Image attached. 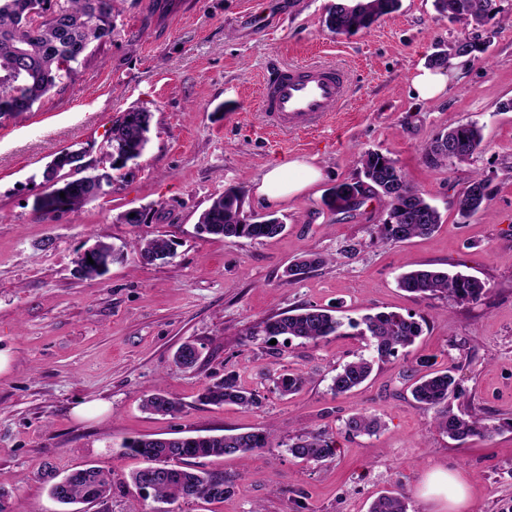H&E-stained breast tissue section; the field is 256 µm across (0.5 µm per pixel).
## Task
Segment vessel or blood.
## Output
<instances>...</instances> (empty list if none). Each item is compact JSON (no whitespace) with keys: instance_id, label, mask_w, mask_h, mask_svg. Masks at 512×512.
I'll use <instances>...</instances> for the list:
<instances>
[{"instance_id":"1","label":"vessel or blood","mask_w":512,"mask_h":512,"mask_svg":"<svg viewBox=\"0 0 512 512\" xmlns=\"http://www.w3.org/2000/svg\"><path fill=\"white\" fill-rule=\"evenodd\" d=\"M348 73L322 62L275 64L261 82L259 110L280 131L316 127L347 96Z\"/></svg>"}]
</instances>
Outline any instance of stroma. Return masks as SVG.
<instances>
[{"label":"stroma","mask_w":512,"mask_h":512,"mask_svg":"<svg viewBox=\"0 0 512 512\" xmlns=\"http://www.w3.org/2000/svg\"><path fill=\"white\" fill-rule=\"evenodd\" d=\"M335 0H115L112 39L30 112L0 118V489L9 512H59L50 486L75 466L111 471L112 493L85 512H367L386 491L408 512H438L422 497L428 473L456 472L468 497L459 512H512V431L453 440L417 403L410 379L452 369L458 405L490 423L512 418V0L480 27L440 16L434 0H401L370 28L337 34L325 24ZM469 36L485 51L450 60L456 74L441 98L417 102L410 76L437 43ZM328 61L347 68L340 112L303 132L272 130L258 108L260 81L274 62ZM131 107L153 114L148 143L131 174L116 171L107 195L45 214L44 167L69 146L106 148L112 123ZM482 129L468 163L432 164L424 148L451 124ZM396 159L411 185L442 216L432 235L401 244L369 231L385 214L369 199L350 215L327 200L360 176L358 155ZM302 158L320 180L279 205L254 193L267 165ZM486 180V208L462 218L457 195L472 175ZM232 187L245 188L246 214L278 217L283 234L232 243L199 227L201 214ZM146 210L145 224L121 219ZM162 236L171 257L144 262L130 243ZM122 249L107 274L86 279L77 256L96 241ZM330 256L297 281L284 271L303 252ZM437 268L485 281L476 303L451 305L401 290L406 270ZM307 306L336 310L346 325L319 344L259 335L267 318ZM396 311L423 320L415 344L377 362L354 391L334 396L332 378L372 352L354 320ZM195 367L175 365L184 342ZM307 378L283 396L273 379ZM260 404L205 405L198 396L227 373ZM163 388L181 413L144 411ZM106 404L80 417V404ZM367 412L384 428L353 437L344 420ZM271 425L270 447L249 459H197L232 484L220 501L142 499L130 482L141 459L122 455L136 437L222 435ZM303 431H324L337 448L321 465L288 446Z\"/></svg>","instance_id":"stroma-1"}]
</instances>
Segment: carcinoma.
Returning a JSON list of instances; mask_svg holds the SVG:
<instances>
[{
    "mask_svg": "<svg viewBox=\"0 0 512 512\" xmlns=\"http://www.w3.org/2000/svg\"><path fill=\"white\" fill-rule=\"evenodd\" d=\"M400 0H338L330 9L326 26L336 34L369 28L380 17L396 11ZM436 10L463 26H480L499 11L497 0H435ZM112 40V0H0V113L16 116L28 112L43 96L69 76L74 65L85 60L93 45ZM151 113L132 108L112 124L108 138L107 159L111 169H121L114 147L134 153L138 158L147 144ZM482 143L481 128L475 122L448 127L425 147V154L435 164H453L470 160ZM86 151L64 149L43 171V180H56L60 186L37 198L35 208L46 214L77 207L90 200L94 180L112 174L99 171L87 161L80 164L78 155ZM363 179L354 183L363 187L368 197H379L385 206L386 219L374 224L371 233L384 242L403 243L411 238L433 233L441 224L438 211L407 180L394 158L378 152L360 154ZM336 184L333 204L339 213L353 211L347 189L354 184ZM65 197H60V194ZM246 193L230 188L213 200L201 216V227L230 242L258 241L273 238L285 229L283 224L261 221L249 223L244 215ZM491 200L488 184L475 175L456 200L458 213L466 218ZM141 258L166 259L172 250L170 240L154 237L140 239L133 245ZM118 251L109 243L99 241L93 249L76 260L77 271L86 277L107 273V260H116ZM93 263H88V260ZM329 258L309 253L288 267V281L307 271L325 265ZM399 286L421 298L441 296L450 303L477 302L488 292L486 283L477 277L449 274L437 269H416L403 274ZM365 332L374 343L376 357L385 360L412 346L421 335L422 326L412 314L378 312L361 320ZM343 322L314 306L274 316L260 325L267 336H285L318 344L336 334ZM199 352L191 343L182 344L174 363L191 368L197 364ZM374 360L362 355L343 364L332 379L335 395L349 392L361 385L371 374ZM306 378L300 373H282L276 380L277 390L291 394L299 390ZM411 393L420 404L435 410L436 429L452 439L468 436H489L512 422L490 425L466 408L454 407L458 399L456 380L450 371L423 376L412 383ZM201 400L214 405L250 407L257 404V394L242 386L232 374L209 385ZM142 407L161 415L180 410V403L158 388L148 395ZM381 429L375 416L357 413L344 421V431L352 436H373ZM272 432L257 431L209 436H178L165 438H130L123 442L125 453L138 456L145 466L131 474V481L140 490L158 500H222L229 493L224 477L198 470L191 460L241 455L267 448ZM288 452L309 463L322 464L336 453L335 441L324 433L303 432L288 445ZM112 491V473L95 467L72 470L50 488L51 497L62 505L105 501ZM369 512H407L403 497L381 495L373 501Z\"/></svg>",
    "mask_w": 512,
    "mask_h": 512,
    "instance_id": "obj_1",
    "label": "carcinoma"
}]
</instances>
